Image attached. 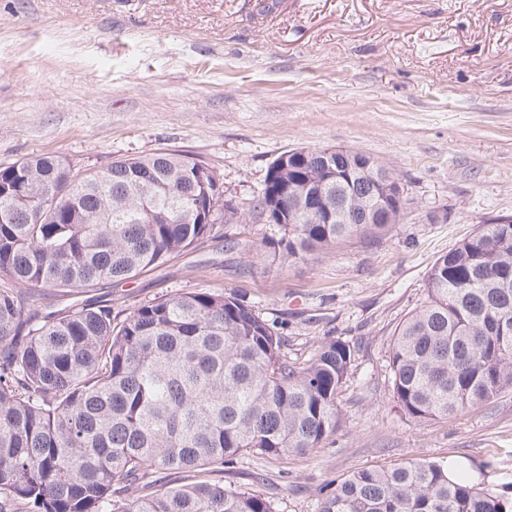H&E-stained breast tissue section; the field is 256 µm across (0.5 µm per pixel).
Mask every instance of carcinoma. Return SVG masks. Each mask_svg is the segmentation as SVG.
Returning a JSON list of instances; mask_svg holds the SVG:
<instances>
[{"label": "carcinoma", "instance_id": "obj_1", "mask_svg": "<svg viewBox=\"0 0 512 512\" xmlns=\"http://www.w3.org/2000/svg\"><path fill=\"white\" fill-rule=\"evenodd\" d=\"M344 152L353 150L297 148L309 162H271L250 209H269L288 232L273 243L282 259L384 233L387 224L356 223L380 198L402 214L406 200L371 155L354 183L327 184L330 210L305 209L304 182L324 180ZM217 212L226 224L243 216L224 210L219 176L198 175L177 152L77 179L54 154L0 166V512H275L263 495L207 475L243 454L305 453L336 432L354 361L342 340L290 363L276 323L207 289L117 312L80 303L45 313L33 300L38 287L65 297L127 280L205 237L238 245L211 223ZM389 366L393 398L420 422L512 389V222L483 224L435 259ZM164 471L206 479L159 488ZM319 512H512V498L446 464L410 461L352 473Z\"/></svg>", "mask_w": 512, "mask_h": 512}]
</instances>
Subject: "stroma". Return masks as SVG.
I'll list each match as a JSON object with an SVG mask.
<instances>
[{
    "mask_svg": "<svg viewBox=\"0 0 512 512\" xmlns=\"http://www.w3.org/2000/svg\"><path fill=\"white\" fill-rule=\"evenodd\" d=\"M297 147L377 158L404 190L399 222L327 254L274 258L281 230L247 206ZM164 150L220 175L246 212L229 227L238 247L208 238L120 283L66 299L45 290L41 310L92 299L131 309L207 288L285 324L290 361L328 338L354 345L326 444L224 470L275 512H318L337 479L414 459L512 491L511 391L418 422L389 371L435 259L512 217V0H0V164L57 154L82 172Z\"/></svg>",
    "mask_w": 512,
    "mask_h": 512,
    "instance_id": "stroma-1",
    "label": "stroma"
}]
</instances>
